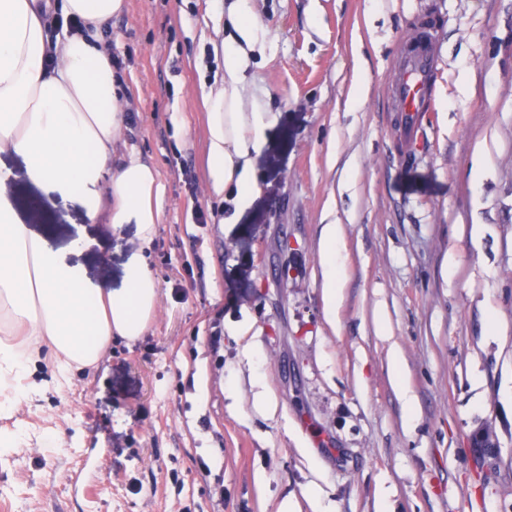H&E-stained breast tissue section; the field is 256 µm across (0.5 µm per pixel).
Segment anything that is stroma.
<instances>
[{
    "instance_id": "stroma-1",
    "label": "stroma",
    "mask_w": 512,
    "mask_h": 512,
    "mask_svg": "<svg viewBox=\"0 0 512 512\" xmlns=\"http://www.w3.org/2000/svg\"><path fill=\"white\" fill-rule=\"evenodd\" d=\"M232 3L126 0L104 29L125 138L164 187L150 243L0 155L24 223L58 249L90 239L74 258L89 280L122 287L139 251L159 292L142 336L113 337L62 386L44 356L0 394V432L24 441L0 456V512H278L290 499L300 512H379L384 499L394 512H512V0H247L264 34L242 95L267 126L241 217L234 189L205 193L200 103L223 82ZM428 14L434 104L412 142L391 123V89ZM330 222L342 228L332 322ZM32 380L41 393L16 399ZM478 430L494 452L478 454ZM340 224H324L321 233L322 266L324 269V311L331 322L342 303V286L338 277L340 268L336 259V244L340 237ZM391 368L393 373L396 376V387L397 392L399 393L401 399L403 400L408 415L407 417H413V394L411 392L410 387L405 383V381L401 378V370H402V357L399 351H393L391 355Z\"/></svg>"
}]
</instances>
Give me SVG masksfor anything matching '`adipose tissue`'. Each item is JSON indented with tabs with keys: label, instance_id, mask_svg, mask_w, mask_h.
Returning a JSON list of instances; mask_svg holds the SVG:
<instances>
[{
	"label": "adipose tissue",
	"instance_id": "adipose-tissue-1",
	"mask_svg": "<svg viewBox=\"0 0 512 512\" xmlns=\"http://www.w3.org/2000/svg\"><path fill=\"white\" fill-rule=\"evenodd\" d=\"M124 0H0V154L20 156L34 183L80 194L91 220L134 224L150 242L161 213L156 170L126 146L125 94L100 44V32ZM76 15L84 30L50 34V18ZM237 37L224 45L222 88L204 95L210 194L235 185L239 211L255 197L254 154L264 144L262 113L242 107L246 46L261 22L244 6L231 12ZM0 168V382L24 376L50 350L59 371L95 365L113 337L142 336L158 302V284L141 253L125 264L124 286L89 281L18 217ZM340 227L321 233L324 311L342 303L336 245Z\"/></svg>",
	"mask_w": 512,
	"mask_h": 512
}]
</instances>
